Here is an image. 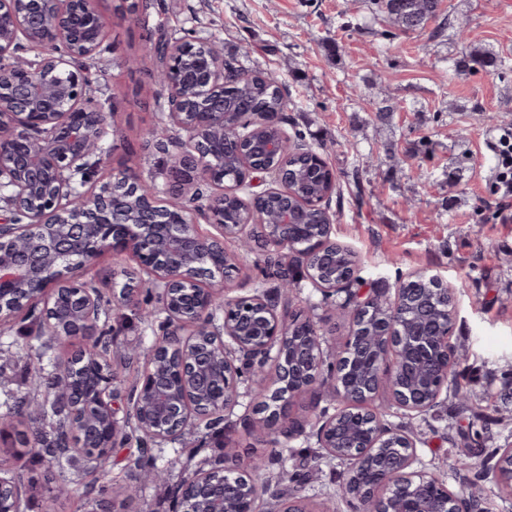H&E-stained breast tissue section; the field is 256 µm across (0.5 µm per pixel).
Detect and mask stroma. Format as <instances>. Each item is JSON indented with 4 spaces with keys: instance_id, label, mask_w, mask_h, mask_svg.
<instances>
[{
    "instance_id": "stroma-1",
    "label": "stroma",
    "mask_w": 512,
    "mask_h": 512,
    "mask_svg": "<svg viewBox=\"0 0 512 512\" xmlns=\"http://www.w3.org/2000/svg\"><path fill=\"white\" fill-rule=\"evenodd\" d=\"M159 2L173 34L196 30L221 41L225 55L248 54L279 76L287 99L284 128L304 133L333 169L331 237L356 253L366 286L391 296L400 281L423 274L450 287L453 341L464 353L458 369L470 398L463 405L447 398L418 417L391 409L385 419L412 431L427 471L459 489L465 476L449 468L448 448L469 425L487 428L484 457L512 446V405L500 403L512 382V222L504 223L495 205L488 147L493 134L512 127V74L467 71L457 61L472 47L512 57V0H441L435 18L407 33L373 15L372 0ZM97 7L116 47L97 57L96 96L114 110L108 167L159 179L146 140L167 92L148 75L154 64L127 0H98ZM386 105L391 113L379 117ZM135 267L127 255L108 251L81 274L108 295ZM224 440L240 469L270 448L237 413L224 423ZM187 446L223 456L197 429L154 448L167 479L143 485L125 512H167L181 478L170 463ZM291 446L303 465L304 495L321 512H351L332 496L340 466L313 459L303 440ZM127 456L113 451L111 466L96 475L81 462L62 461L56 512H83L92 480L122 499Z\"/></svg>"
}]
</instances>
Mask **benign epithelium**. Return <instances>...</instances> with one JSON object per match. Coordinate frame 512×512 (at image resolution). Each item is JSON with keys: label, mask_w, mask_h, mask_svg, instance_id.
I'll list each match as a JSON object with an SVG mask.
<instances>
[{"label": "benign epithelium", "mask_w": 512, "mask_h": 512, "mask_svg": "<svg viewBox=\"0 0 512 512\" xmlns=\"http://www.w3.org/2000/svg\"><path fill=\"white\" fill-rule=\"evenodd\" d=\"M107 21L96 0H0V325L42 307V335L64 342L59 395L70 406L78 438L72 451L106 458L119 444L121 426L106 357L77 346L101 320L97 289L75 275L110 249L130 253L151 284L177 340H156L132 351L144 360L129 425L160 446L185 433L197 418H224L248 399L245 419L274 441L294 417L302 392L337 395L342 406L319 417L321 457L346 465L333 497L357 502L363 512H458V493L425 471L418 440L385 423L374 408L380 392L389 404L420 415L448 391L455 356L450 289L407 288L379 309L362 290L351 311L342 348L331 350L306 314H282L265 296L226 298L225 284L240 254L224 243L245 239L257 225L279 252L305 253L304 226L294 213L308 206L292 183L297 174L269 163L288 135L247 152L238 148L256 131L239 132L224 112L222 52L195 33L180 40L160 33L169 85L164 126L180 141L170 156L162 190L121 174L97 184L104 164L107 113L89 96V62L101 52ZM35 52V58L25 53ZM237 150L241 175L224 183V153ZM205 197L187 208L175 200ZM261 191H256V188ZM275 193L281 220L267 224L251 207L239 224L224 223L226 195ZM167 199H162V196ZM308 236V280L328 296L336 251L320 246L333 223ZM217 230L203 235L200 223ZM489 478L512 488V448H501ZM162 470L141 471L124 487L162 482ZM267 489L257 471H237L203 460L185 469L173 488V512H261ZM278 512H320L308 497L275 496ZM0 512H22L20 485L0 466Z\"/></svg>", "instance_id": "obj_1"}]
</instances>
